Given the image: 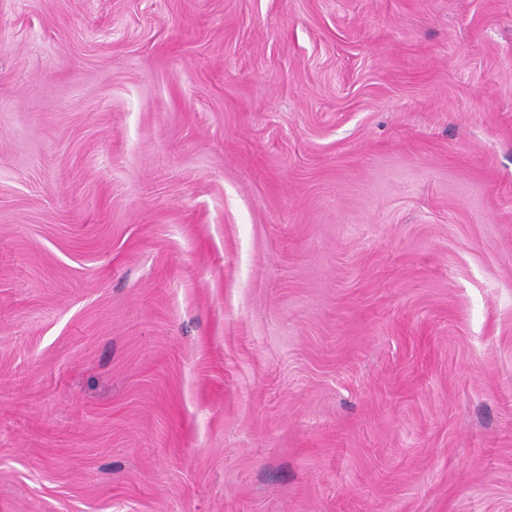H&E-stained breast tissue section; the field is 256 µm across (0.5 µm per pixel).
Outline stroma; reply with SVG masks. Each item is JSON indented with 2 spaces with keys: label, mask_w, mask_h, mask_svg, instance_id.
Masks as SVG:
<instances>
[{
  "label": "stroma",
  "mask_w": 512,
  "mask_h": 512,
  "mask_svg": "<svg viewBox=\"0 0 512 512\" xmlns=\"http://www.w3.org/2000/svg\"><path fill=\"white\" fill-rule=\"evenodd\" d=\"M0 512H512V0H0Z\"/></svg>",
  "instance_id": "35a3bbf8"
}]
</instances>
